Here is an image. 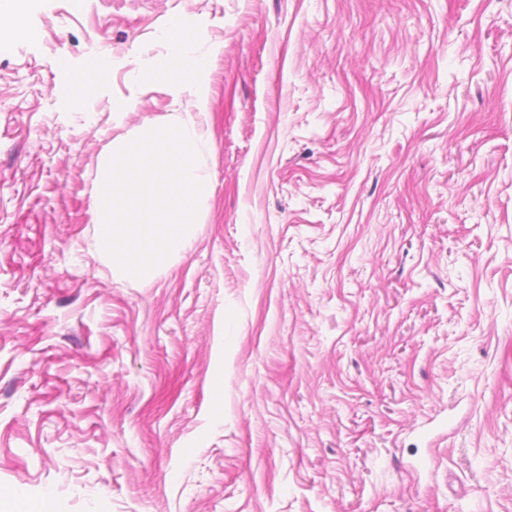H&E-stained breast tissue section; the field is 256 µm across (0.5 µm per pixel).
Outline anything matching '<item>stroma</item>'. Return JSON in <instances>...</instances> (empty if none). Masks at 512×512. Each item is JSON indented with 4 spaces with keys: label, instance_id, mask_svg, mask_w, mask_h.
<instances>
[{
    "label": "stroma",
    "instance_id": "35a3bbf8",
    "mask_svg": "<svg viewBox=\"0 0 512 512\" xmlns=\"http://www.w3.org/2000/svg\"><path fill=\"white\" fill-rule=\"evenodd\" d=\"M0 53V512H512V0H24ZM215 47L190 247L118 280L108 143ZM108 73L72 107L70 72Z\"/></svg>",
    "mask_w": 512,
    "mask_h": 512
}]
</instances>
